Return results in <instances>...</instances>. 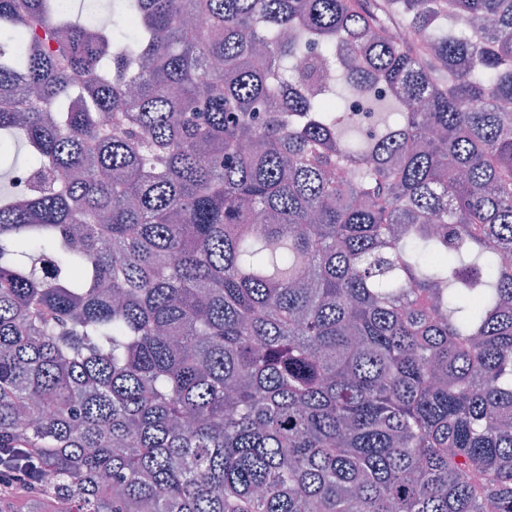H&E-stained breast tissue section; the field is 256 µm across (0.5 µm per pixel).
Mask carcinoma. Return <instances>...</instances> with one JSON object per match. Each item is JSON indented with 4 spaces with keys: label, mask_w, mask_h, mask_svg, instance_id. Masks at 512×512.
<instances>
[{
    "label": "carcinoma",
    "mask_w": 512,
    "mask_h": 512,
    "mask_svg": "<svg viewBox=\"0 0 512 512\" xmlns=\"http://www.w3.org/2000/svg\"><path fill=\"white\" fill-rule=\"evenodd\" d=\"M67 2L0 0V512H512V0Z\"/></svg>",
    "instance_id": "1"
}]
</instances>
